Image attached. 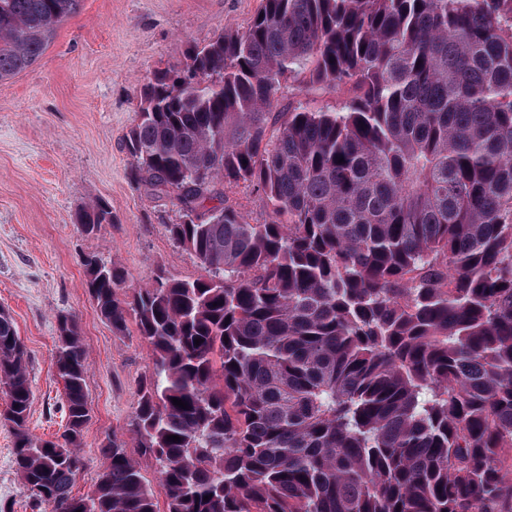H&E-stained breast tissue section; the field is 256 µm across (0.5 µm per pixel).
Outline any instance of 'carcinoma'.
<instances>
[{"label":"carcinoma","instance_id":"1","mask_svg":"<svg viewBox=\"0 0 512 512\" xmlns=\"http://www.w3.org/2000/svg\"><path fill=\"white\" fill-rule=\"evenodd\" d=\"M79 2L0 0V80ZM287 75L356 95L277 112ZM125 148L204 270L137 287L81 258L101 317L118 332L133 317L150 351L132 431L167 512H512V0H262L143 83ZM239 183L269 222L224 206ZM76 220L94 235L112 210ZM87 370L61 315L64 431L32 435L27 355L0 310L31 507L157 512L116 438L91 493L72 494Z\"/></svg>","mask_w":512,"mask_h":512}]
</instances>
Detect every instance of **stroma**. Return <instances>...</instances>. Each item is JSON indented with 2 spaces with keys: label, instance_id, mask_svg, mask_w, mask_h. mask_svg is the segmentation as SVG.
<instances>
[{
  "label": "stroma",
  "instance_id": "35a3bbf8",
  "mask_svg": "<svg viewBox=\"0 0 512 512\" xmlns=\"http://www.w3.org/2000/svg\"><path fill=\"white\" fill-rule=\"evenodd\" d=\"M262 0H81L44 54L0 81V308L12 316L27 351L34 393L29 429L51 439L64 430L57 407L63 384L54 369L56 318L73 315L88 353L92 419L79 454L73 492L90 493L111 438L125 441L165 512L157 466L138 448L130 421L152 367L136 327L119 333L102 320L85 288L81 255L95 253L142 285L155 269L180 279L203 270L173 243L177 222L168 198L148 194L132 177L123 148L137 92L147 76L181 66L187 49L204 45L224 27L245 28ZM355 94L283 79L281 107L335 111ZM112 209V223L88 236L76 216L95 202ZM224 203L253 224L269 221L264 197L243 184L225 185ZM12 435L0 421V499L12 512H32L29 493L12 463Z\"/></svg>",
  "mask_w": 512,
  "mask_h": 512
}]
</instances>
